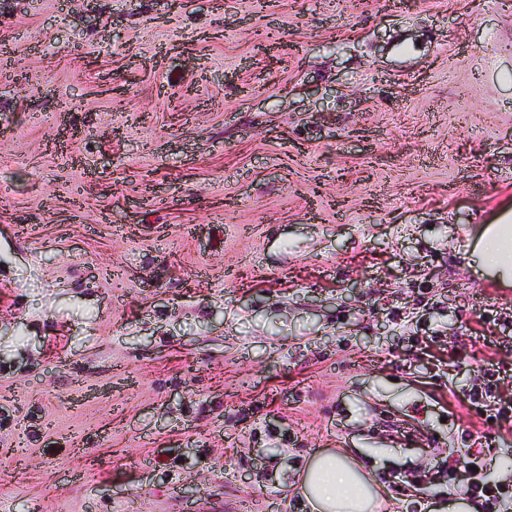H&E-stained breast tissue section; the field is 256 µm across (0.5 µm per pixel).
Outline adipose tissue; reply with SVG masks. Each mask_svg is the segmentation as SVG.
Wrapping results in <instances>:
<instances>
[{
  "mask_svg": "<svg viewBox=\"0 0 512 512\" xmlns=\"http://www.w3.org/2000/svg\"><path fill=\"white\" fill-rule=\"evenodd\" d=\"M473 253L479 264L512 277V213L503 212L487 225ZM299 489L311 512H376V482L348 454L326 452L313 457L302 471Z\"/></svg>",
  "mask_w": 512,
  "mask_h": 512,
  "instance_id": "1",
  "label": "adipose tissue"
}]
</instances>
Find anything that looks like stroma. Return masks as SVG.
I'll return each instance as SVG.
<instances>
[{
    "label": "stroma",
    "mask_w": 512,
    "mask_h": 512,
    "mask_svg": "<svg viewBox=\"0 0 512 512\" xmlns=\"http://www.w3.org/2000/svg\"><path fill=\"white\" fill-rule=\"evenodd\" d=\"M512 0H0V512H306L346 448L512 486ZM511 218L509 208L497 218V224H487L473 249L479 264L497 270L503 280L512 273ZM491 398L495 399V396L492 397L488 390L484 391V395L482 391L480 394L478 392L473 393L469 395V408H475L476 414L486 417V421H491V418H494L496 423H506L508 421L511 423V407L498 406V403L490 400Z\"/></svg>",
    "instance_id": "stroma-1"
}]
</instances>
